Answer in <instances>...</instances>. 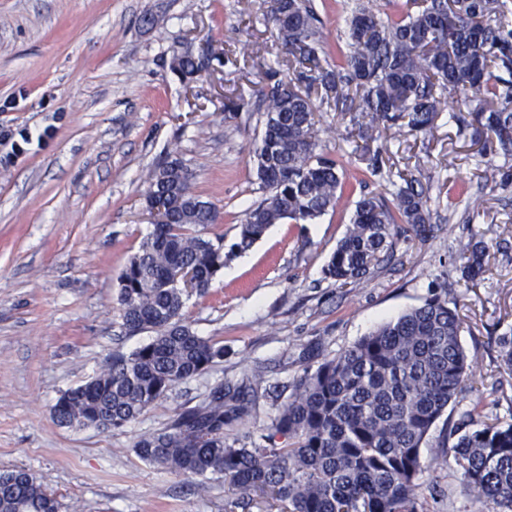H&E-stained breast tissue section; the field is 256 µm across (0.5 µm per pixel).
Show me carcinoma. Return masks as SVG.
Segmentation results:
<instances>
[{"instance_id": "1", "label": "carcinoma", "mask_w": 512, "mask_h": 512, "mask_svg": "<svg viewBox=\"0 0 512 512\" xmlns=\"http://www.w3.org/2000/svg\"><path fill=\"white\" fill-rule=\"evenodd\" d=\"M288 58L265 64L261 134L251 148L264 192L246 213L235 242L205 236L218 215L192 190L193 172L178 158L147 173L146 208H164L165 222L128 260L117 304L128 334L154 333L134 351L115 353L104 371L65 392L56 413L64 426L120 429L134 422L176 384L209 371L224 346L186 324V289L171 271L194 272L195 291L208 292L230 257L249 249L273 224H309L336 205L343 170L317 152L324 104L351 112L355 151L371 174L405 134L430 137L448 98L461 90L475 107L450 115L459 134L472 132L484 158L480 178L497 182L491 157L512 156V0H411L395 17L354 3L346 49L332 66L310 0H277L267 16ZM171 70L191 80L204 69L192 53L176 52ZM505 71L511 78L499 75ZM387 201L364 194L324 277L342 286L366 284L394 255L401 225L426 232L429 188L396 172ZM486 247L461 254L462 276L485 273ZM464 320L448 294L378 326L339 354L305 369L288 400L257 434L228 436L225 426L247 412L242 391L216 387L200 404L178 413L161 432L135 444L145 462L184 478L217 476L243 495L269 494L286 512H427L421 491L420 448L472 376L474 360L460 336ZM500 367L512 375V336L500 338ZM456 427L441 463L462 470L466 494L484 512H512V421L470 418ZM287 444L279 447L276 437ZM0 512H59V502L24 469L0 472Z\"/></svg>"}]
</instances>
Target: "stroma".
<instances>
[{
	"instance_id": "1",
	"label": "stroma",
	"mask_w": 512,
	"mask_h": 512,
	"mask_svg": "<svg viewBox=\"0 0 512 512\" xmlns=\"http://www.w3.org/2000/svg\"><path fill=\"white\" fill-rule=\"evenodd\" d=\"M326 51L344 47L346 0H311ZM272 0H0V471L34 474L60 512H277L210 476L187 479L144 462L140 436L162 430L182 407L218 385L244 388L248 412L233 431L267 424L306 367L352 345L382 322L423 304L433 290L458 302L462 344L475 361L471 389L449 405L421 449L430 512H479L454 465H438L452 424L471 409L512 419V376L499 367V339L512 331V158L484 186L469 144L440 130L394 146L397 169L439 192L426 237L406 233L394 259L361 288L325 279L360 196L389 197L344 135L349 117L319 114L321 149L344 167L341 197L316 223L272 225L228 260L207 295L185 313L224 360L173 387L138 419L99 431L60 425L59 396L100 373L112 354L151 335L125 333L118 277L151 232L146 174L166 158L194 173L212 202L208 236L232 243L247 210L264 196L249 150L258 116H224L234 91L258 98L265 62L280 54L265 16ZM221 51L225 65L182 84L173 52ZM453 168H446L447 158ZM481 198L484 210L466 208ZM490 248L474 287L462 278L468 242ZM264 380L251 385L254 369Z\"/></svg>"
}]
</instances>
